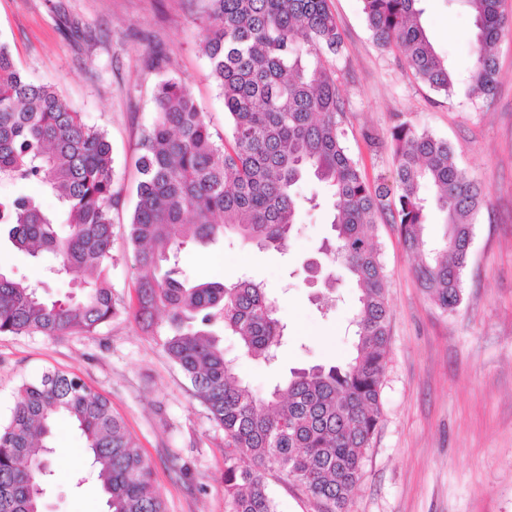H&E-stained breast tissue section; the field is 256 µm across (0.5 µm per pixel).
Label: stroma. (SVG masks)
Instances as JSON below:
<instances>
[{"label": "stroma", "mask_w": 512, "mask_h": 512, "mask_svg": "<svg viewBox=\"0 0 512 512\" xmlns=\"http://www.w3.org/2000/svg\"><path fill=\"white\" fill-rule=\"evenodd\" d=\"M206 0H0V40L32 80L54 83L84 121L104 130L112 146L114 179L124 203L113 211L117 294L135 296L137 271L126 224L138 179L141 138L155 110L159 73L149 54L170 58L215 133L225 128L224 98L200 51ZM343 37L333 59L345 102V146L370 184H393L390 148L397 120L448 140L460 166L488 190L473 228L463 273V298L443 311L421 287L416 260L396 225L378 220L373 241L387 274L389 355L382 378V421L363 459L362 479L346 512H512V29L496 46L499 86L493 97L468 95L471 22L458 0H423L422 21L435 48L454 67L453 94L417 79L395 49L374 43L361 0H328ZM299 192L307 202L285 252L258 248L235 235L206 246L187 245L180 267L189 282L238 277L262 283L279 301L288 339L277 362L242 356L224 338L241 379L268 394L291 369L348 358V323L357 290L350 280L329 315L314 301L316 287L303 264L318 257L331 233L329 194L315 178ZM0 267L14 277L43 281L62 298L74 290L67 276L0 234ZM62 370L108 397L149 462L165 512H225L224 432L192 397L189 384L163 349L130 314L92 334L0 336V422L23 385ZM54 474L45 512H105L87 465L84 439L60 423ZM82 486H75L76 476ZM266 481L276 512H319L311 495L275 470Z\"/></svg>", "instance_id": "obj_1"}]
</instances>
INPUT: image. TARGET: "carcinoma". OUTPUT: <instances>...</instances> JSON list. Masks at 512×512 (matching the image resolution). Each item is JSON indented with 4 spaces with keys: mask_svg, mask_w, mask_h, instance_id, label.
I'll return each instance as SVG.
<instances>
[{
    "mask_svg": "<svg viewBox=\"0 0 512 512\" xmlns=\"http://www.w3.org/2000/svg\"><path fill=\"white\" fill-rule=\"evenodd\" d=\"M201 51L224 98L229 133L214 138L186 84L156 54L165 73L154 89L155 116L142 135L140 179L127 224L139 271L135 316L165 329L163 348L193 396L224 430L226 512H275L265 471L276 468L322 505L345 512L362 461L381 422L380 390L389 349L387 274L371 230L387 217L436 305L462 299L473 223L488 192L456 161L448 141L407 122L392 129L395 195L370 186L344 146V102L327 62L342 34L327 0H208ZM376 44L396 48L422 82L448 95L455 76L429 40L421 0H361ZM474 26L470 80L485 97L497 88L495 46L506 30L503 0H462ZM307 174L331 190L328 252L358 289L350 321L354 354L340 365L295 369L262 397L245 385L212 327L237 337L241 353L275 361L286 325L277 302L250 279L189 285L177 265L161 263L185 245L207 246L227 232L263 248L287 247ZM37 181L66 210V233L30 197L0 200V224L20 250L52 256L57 271L81 279L77 298L50 299L36 284L0 270V335L94 333L126 310L114 294L112 147L50 83L29 81L0 43V180ZM443 214V239H424L427 214ZM85 438L106 496V512H164L152 469L112 402L81 378L45 373L21 390L0 427V512H41L52 473L56 421ZM254 466H240L242 458Z\"/></svg>",
    "mask_w": 512,
    "mask_h": 512,
    "instance_id": "carcinoma-1",
    "label": "carcinoma"
}]
</instances>
